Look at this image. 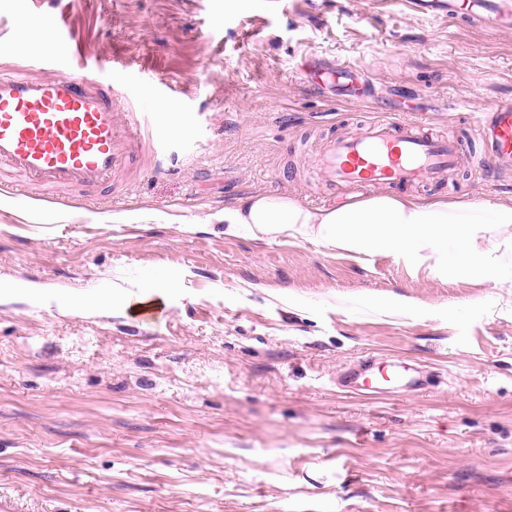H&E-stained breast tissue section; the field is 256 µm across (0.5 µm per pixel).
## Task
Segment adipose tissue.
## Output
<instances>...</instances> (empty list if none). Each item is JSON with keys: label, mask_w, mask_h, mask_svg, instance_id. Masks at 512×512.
Wrapping results in <instances>:
<instances>
[{"label": "adipose tissue", "mask_w": 512, "mask_h": 512, "mask_svg": "<svg viewBox=\"0 0 512 512\" xmlns=\"http://www.w3.org/2000/svg\"><path fill=\"white\" fill-rule=\"evenodd\" d=\"M224 233L267 243L305 240L354 255L404 256L436 272L467 278L494 257L512 282V199L476 203L380 192L311 209L289 195L252 191L225 206Z\"/></svg>", "instance_id": "ef3b65f1"}]
</instances>
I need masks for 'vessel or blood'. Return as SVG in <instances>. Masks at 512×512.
Here are the masks:
<instances>
[{
	"mask_svg": "<svg viewBox=\"0 0 512 512\" xmlns=\"http://www.w3.org/2000/svg\"><path fill=\"white\" fill-rule=\"evenodd\" d=\"M425 15H467L471 24L512 30V0H407ZM13 40L56 43L70 58H84V39L63 37L59 21L35 18L18 24ZM309 80L329 84L359 98L364 86L353 69L340 65L307 67ZM152 118L127 109L117 92L93 87L80 73L33 76L0 71V165L32 187L79 188L88 192L111 185L137 157L157 176L166 172L165 137H144ZM480 154L478 172L512 171V102L496 106L470 127L432 134L419 124L381 114L361 124L357 134L334 137L312 155L310 178L320 191L362 190L378 184L403 190L447 179L463 156ZM423 381L405 363L388 356L348 367L341 391L374 395L415 390ZM0 512H62L47 502L33 504L0 490Z\"/></svg>",
	"mask_w": 512,
	"mask_h": 512,
	"instance_id": "1",
	"label": "vessel or blood"
}]
</instances>
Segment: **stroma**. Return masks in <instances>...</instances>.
<instances>
[{
  "label": "stroma",
  "instance_id": "35a3bbf8",
  "mask_svg": "<svg viewBox=\"0 0 512 512\" xmlns=\"http://www.w3.org/2000/svg\"><path fill=\"white\" fill-rule=\"evenodd\" d=\"M0 70L81 69L159 112L174 155L105 193L0 192V484L68 512H512V286L401 257L228 237L251 190L332 204L308 148L391 111L433 131L512 101V31L402 0H48L98 48L75 66L16 44ZM308 60L374 95L331 102ZM512 198V173L420 187ZM112 298L110 306L96 303ZM408 313L375 312L391 298ZM422 367L419 393L365 399L336 376L372 357Z\"/></svg>",
  "mask_w": 512,
  "mask_h": 512
}]
</instances>
